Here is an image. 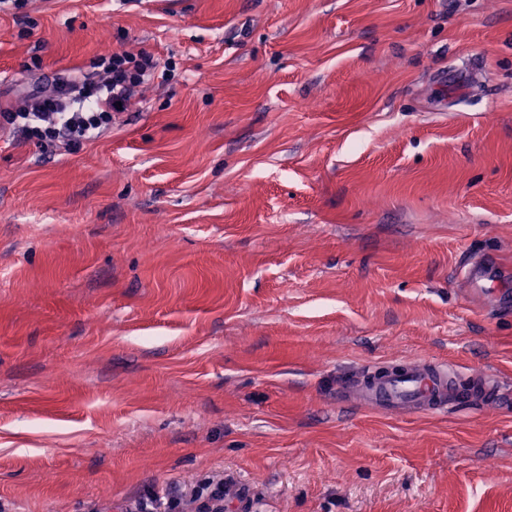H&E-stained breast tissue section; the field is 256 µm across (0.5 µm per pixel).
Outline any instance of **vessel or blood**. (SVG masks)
Here are the masks:
<instances>
[{
	"label": "vessel or blood",
	"instance_id": "obj_1",
	"mask_svg": "<svg viewBox=\"0 0 512 512\" xmlns=\"http://www.w3.org/2000/svg\"><path fill=\"white\" fill-rule=\"evenodd\" d=\"M361 403L390 412L442 411L463 402H496L500 389L484 375L460 377L446 365L420 361L386 373L364 370L345 383Z\"/></svg>",
	"mask_w": 512,
	"mask_h": 512
}]
</instances>
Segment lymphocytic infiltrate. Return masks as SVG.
<instances>
[{"label":"lymphocytic infiltrate","instance_id":"obj_1","mask_svg":"<svg viewBox=\"0 0 512 512\" xmlns=\"http://www.w3.org/2000/svg\"><path fill=\"white\" fill-rule=\"evenodd\" d=\"M92 67L89 73L57 78L51 89L31 88L24 106L0 110V130L18 132L23 140L41 146L74 151L110 128L123 105L154 79L157 69L173 70L147 52L129 50L100 57ZM186 501L196 503L198 512H224L223 475L210 477L186 500L163 490L149 492L128 512H184Z\"/></svg>","mask_w":512,"mask_h":512}]
</instances>
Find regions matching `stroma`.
<instances>
[{
  "label": "stroma",
  "mask_w": 512,
  "mask_h": 512,
  "mask_svg": "<svg viewBox=\"0 0 512 512\" xmlns=\"http://www.w3.org/2000/svg\"><path fill=\"white\" fill-rule=\"evenodd\" d=\"M172 2L0 11V104L177 64L77 151L0 132V512L215 473L253 512H512V405L343 389L426 360L512 395V309L465 275L512 277V0Z\"/></svg>",
  "instance_id": "35a3bbf8"
}]
</instances>
